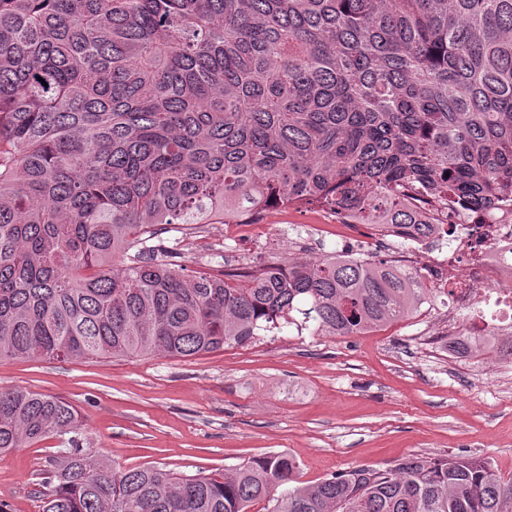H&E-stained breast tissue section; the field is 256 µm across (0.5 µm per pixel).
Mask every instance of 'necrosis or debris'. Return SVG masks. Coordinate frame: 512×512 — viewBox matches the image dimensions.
Listing matches in <instances>:
<instances>
[{
	"instance_id": "obj_1",
	"label": "necrosis or debris",
	"mask_w": 512,
	"mask_h": 512,
	"mask_svg": "<svg viewBox=\"0 0 512 512\" xmlns=\"http://www.w3.org/2000/svg\"><path fill=\"white\" fill-rule=\"evenodd\" d=\"M408 202L423 222L451 228L447 253L423 271L425 286L447 293L449 305L464 314L449 324V340L511 336L512 202L500 203L480 224L419 192Z\"/></svg>"
}]
</instances>
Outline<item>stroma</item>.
Masks as SVG:
<instances>
[{
    "label": "stroma",
    "mask_w": 512,
    "mask_h": 512,
    "mask_svg": "<svg viewBox=\"0 0 512 512\" xmlns=\"http://www.w3.org/2000/svg\"><path fill=\"white\" fill-rule=\"evenodd\" d=\"M312 206L271 212L266 224L225 240L220 224L186 229L181 261L226 267L263 254L319 256L347 247L336 232L315 235ZM443 301L429 312L355 336L287 329L245 346L191 358L71 363L0 361V386L63 398L101 459L194 474L285 451L302 480L360 466L387 469L410 454L491 458L512 475V363L499 351L471 369L444 358ZM59 439L0 457V504L42 512V473Z\"/></svg>",
    "instance_id": "35a3bbf8"
}]
</instances>
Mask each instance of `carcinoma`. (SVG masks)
Wrapping results in <instances>:
<instances>
[{"mask_svg": "<svg viewBox=\"0 0 512 512\" xmlns=\"http://www.w3.org/2000/svg\"><path fill=\"white\" fill-rule=\"evenodd\" d=\"M512 200V0H0V360L193 357L295 326L361 335L437 294L362 252L227 272L172 224L329 203L427 237L401 199ZM50 435L44 512H512L489 458L300 480L97 459L65 400L0 388V456Z\"/></svg>", "mask_w": 512, "mask_h": 512, "instance_id": "obj_1", "label": "carcinoma"}]
</instances>
